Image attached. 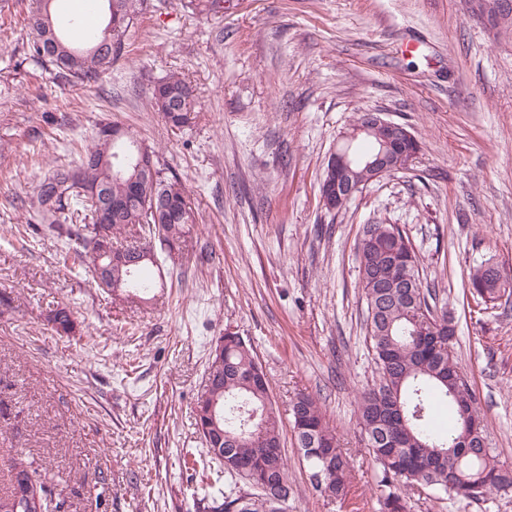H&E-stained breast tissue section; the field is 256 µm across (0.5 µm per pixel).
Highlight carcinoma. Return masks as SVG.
Returning <instances> with one entry per match:
<instances>
[{"label": "carcinoma", "mask_w": 512, "mask_h": 512, "mask_svg": "<svg viewBox=\"0 0 512 512\" xmlns=\"http://www.w3.org/2000/svg\"><path fill=\"white\" fill-rule=\"evenodd\" d=\"M109 18L122 25L89 32L76 19L63 23L53 13V0H36L27 18L25 60L53 71L56 81L97 86L125 48L124 37L147 0H107ZM152 108L172 128L189 127L195 119L191 86L179 75L158 80ZM109 123L98 125L94 136L72 164H58L37 184L29 205L30 219L52 231L67 224L76 248L90 259L92 275L109 269L110 280L133 296L149 295L156 282L149 274L155 248L167 249L197 223L185 186L159 162L141 175L133 134L113 143ZM384 151L381 142L363 135L352 142L354 176L364 162ZM165 198L164 210L152 212V202ZM133 231L140 243L125 247L128 264L112 263V238ZM359 281L366 304L365 329L375 380L362 391L357 414L367 446L379 466L381 512H409L406 496L413 490L450 492L468 502H481L493 492H512V469L500 465L485 444V426L471 435L461 421L442 435L430 426L435 403L450 406L455 416L465 409L478 415L477 397L465 379L457 380L452 348L455 329L447 302L438 300L435 287L420 276L418 257L407 233L398 224L363 225L357 242ZM469 284L474 293L493 300L512 301V283L501 266L483 262L473 269ZM57 334L73 329L70 314L60 310L51 319ZM206 379L209 394L196 410V426L203 456L214 465L213 482L196 506L200 512H288L293 494L288 459L277 453L281 424L269 383L252 345L244 338L224 343L222 354L210 352ZM223 407L217 422L209 421V396ZM288 411L297 430L298 447L307 469L328 471L330 500H344L351 491V461L340 448L319 402L299 392ZM224 448L219 457L214 448ZM54 493L46 475L19 458L14 463L11 490L0 495V512L47 510Z\"/></svg>", "instance_id": "carcinoma-1"}]
</instances>
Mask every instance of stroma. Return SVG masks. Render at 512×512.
Here are the masks:
<instances>
[{"instance_id": "35a3bbf8", "label": "stroma", "mask_w": 512, "mask_h": 512, "mask_svg": "<svg viewBox=\"0 0 512 512\" xmlns=\"http://www.w3.org/2000/svg\"><path fill=\"white\" fill-rule=\"evenodd\" d=\"M205 2L150 0L103 94L23 63L31 0L0 9V495L21 457L54 478L65 512H195L182 455L201 445L209 352L231 330L250 341L280 414L288 512H380L355 413L374 370L356 242L377 221L400 225L444 288L454 360L512 468V303L465 292L484 260L512 270V34L467 0H226L220 16ZM173 72L195 90L183 130L151 108ZM365 110L408 125L421 151L327 212L328 156ZM102 121L155 150L197 218L150 266L164 286L147 301L97 287L85 256L26 221L38 181ZM61 309L68 336L52 328ZM299 392L351 457L345 500L310 483L288 414ZM411 512H512V495L424 493Z\"/></svg>"}]
</instances>
